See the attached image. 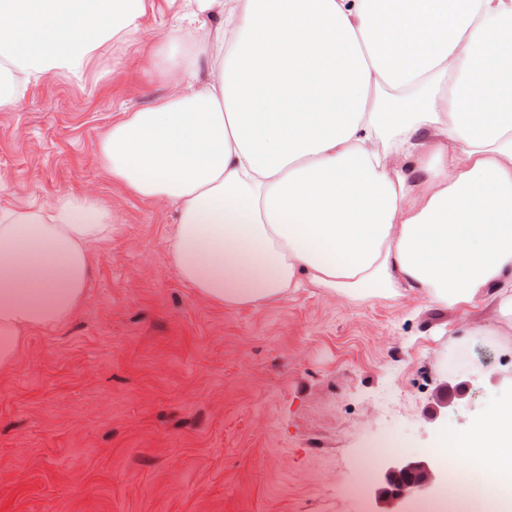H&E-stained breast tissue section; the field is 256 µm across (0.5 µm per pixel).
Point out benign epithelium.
<instances>
[{
  "mask_svg": "<svg viewBox=\"0 0 512 512\" xmlns=\"http://www.w3.org/2000/svg\"><path fill=\"white\" fill-rule=\"evenodd\" d=\"M438 478L436 462L429 458L406 457L385 464L379 512H400L398 506L411 497L431 493Z\"/></svg>",
  "mask_w": 512,
  "mask_h": 512,
  "instance_id": "obj_1",
  "label": "benign epithelium"
}]
</instances>
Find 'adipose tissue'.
<instances>
[{"instance_id":"adipose-tissue-1","label":"adipose tissue","mask_w":512,"mask_h":512,"mask_svg":"<svg viewBox=\"0 0 512 512\" xmlns=\"http://www.w3.org/2000/svg\"><path fill=\"white\" fill-rule=\"evenodd\" d=\"M144 12L0 0V110L82 78ZM183 17L151 56L169 93L99 143L113 181L175 206L181 279L227 307L306 285L487 309L448 343V369L475 371L472 338L512 331V0H183ZM111 233L89 194L0 208L1 368L77 310ZM438 449L473 496H512V401Z\"/></svg>"}]
</instances>
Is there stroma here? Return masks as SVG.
I'll return each mask as SVG.
<instances>
[{
	"label": "stroma",
	"mask_w": 512,
	"mask_h": 512,
	"mask_svg": "<svg viewBox=\"0 0 512 512\" xmlns=\"http://www.w3.org/2000/svg\"><path fill=\"white\" fill-rule=\"evenodd\" d=\"M179 14L147 0L83 79L45 77L0 110V207L91 193L112 211L80 308L0 368V512H374L385 463L512 397V349L475 337L481 373L450 377L449 332L488 312L318 288L225 307L181 279L173 207L98 159L112 124L167 94L149 49Z\"/></svg>",
	"instance_id": "35a3bbf8"
}]
</instances>
